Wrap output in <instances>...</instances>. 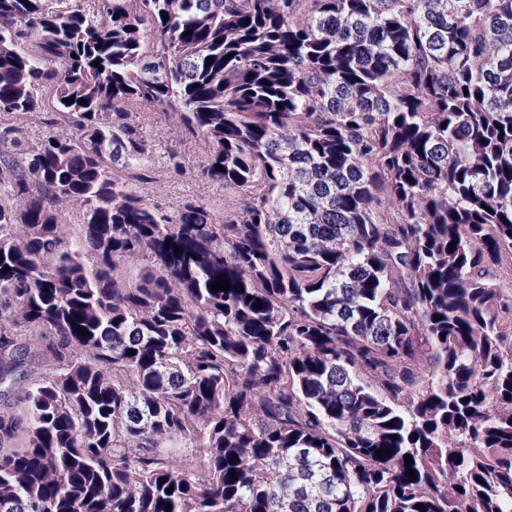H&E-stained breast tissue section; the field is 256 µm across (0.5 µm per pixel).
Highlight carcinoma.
I'll return each instance as SVG.
<instances>
[{"label": "carcinoma", "mask_w": 512, "mask_h": 512, "mask_svg": "<svg viewBox=\"0 0 512 512\" xmlns=\"http://www.w3.org/2000/svg\"><path fill=\"white\" fill-rule=\"evenodd\" d=\"M139 101L222 217L116 175ZM48 106L80 140L0 125V512H512V0H0V112Z\"/></svg>", "instance_id": "1"}]
</instances>
